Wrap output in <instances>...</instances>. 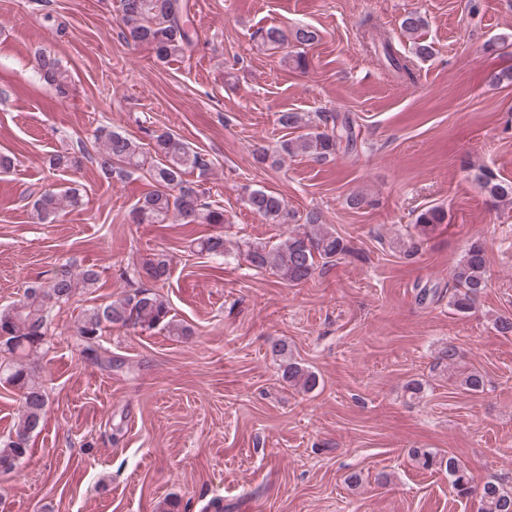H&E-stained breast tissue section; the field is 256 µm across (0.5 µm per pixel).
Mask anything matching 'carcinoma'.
Listing matches in <instances>:
<instances>
[{
    "mask_svg": "<svg viewBox=\"0 0 512 512\" xmlns=\"http://www.w3.org/2000/svg\"><path fill=\"white\" fill-rule=\"evenodd\" d=\"M123 38L128 43L148 45L156 59L166 62L180 56L192 43L188 0H120ZM300 45H311L318 40V33L309 26L296 28L286 34L281 28L271 26L261 31L262 42L273 48L288 43V37ZM378 46L387 64L401 77L411 80L414 73L408 61L394 49L392 42L381 35ZM33 57L44 84L60 99L70 92V78L56 57L37 48ZM332 127L310 131L296 138L284 140L280 153L289 157L307 154L316 161H325L343 150L349 152L356 143L354 121L331 117ZM100 142L95 161L101 171L112 174L115 165L133 170H147L155 189L134 208L140 224H173L186 221L195 224L225 223L224 208L203 200L204 191L186 179L190 172L203 177L210 170V162L201 153L170 131L154 137L152 150L126 134L99 127L94 134ZM483 188L496 203H512V182L502 180L494 171L485 169L480 174ZM249 208L271 224H289L284 240L276 245L252 241L245 243L246 253L252 264L269 271L290 285L309 281L319 263L336 261L350 252L344 238L322 222L317 211L306 213L303 223L296 222L295 214L288 210L284 199L265 190L255 189L246 199ZM80 203L78 190L46 189L32 202L34 215L42 223H52L69 207ZM447 220V212L440 207H430L416 218V227L425 234ZM201 250L222 256L226 252L224 236H210L201 242ZM140 275L154 283L170 275V260L164 253H152L140 266ZM97 273L92 269L75 272L64 268L45 282H34L25 288L23 297L11 305L0 308V381L11 385L20 394V413L8 439L0 443V473L12 472L29 451L32 433L41 425L47 406L45 391L36 382L34 367L26 357L39 350L47 338L48 314L52 307L68 303L81 288L92 286ZM453 292L448 305L459 315L475 309L476 302L488 287L487 256L484 242L477 239L470 243L460 261L451 271ZM161 329L170 336L186 335L185 327L170 314L166 300L156 294L142 291L105 304L84 310L77 327L83 342V352L104 368L112 367V353L102 348L98 339L107 328ZM458 358L454 345L442 347L436 365L449 368ZM282 378L290 386L304 392L315 389L317 375L296 360L282 362ZM461 385L468 391L479 393L484 388V376L478 371L463 375ZM411 456L424 469H445L448 481L461 498L477 493L480 512H512V492L495 482H488L481 489L472 485L464 465L454 456L411 450Z\"/></svg>",
    "mask_w": 512,
    "mask_h": 512,
    "instance_id": "carcinoma-1",
    "label": "carcinoma"
}]
</instances>
